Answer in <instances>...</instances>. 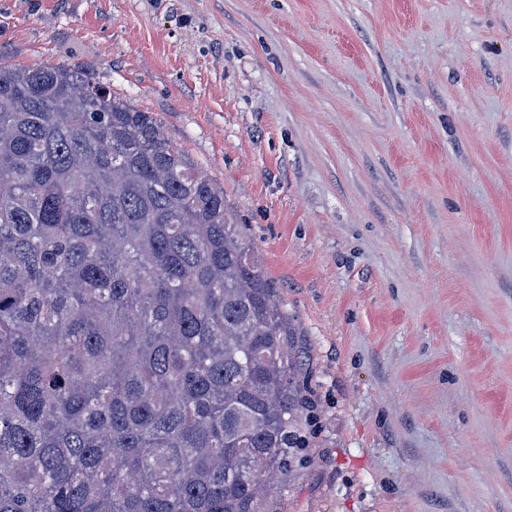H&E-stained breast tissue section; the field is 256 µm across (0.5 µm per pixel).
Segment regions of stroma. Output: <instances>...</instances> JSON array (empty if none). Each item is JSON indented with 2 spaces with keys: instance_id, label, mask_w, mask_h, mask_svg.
Here are the masks:
<instances>
[{
  "instance_id": "obj_1",
  "label": "stroma",
  "mask_w": 512,
  "mask_h": 512,
  "mask_svg": "<svg viewBox=\"0 0 512 512\" xmlns=\"http://www.w3.org/2000/svg\"><path fill=\"white\" fill-rule=\"evenodd\" d=\"M224 189L306 351L283 512H512V0H0Z\"/></svg>"
}]
</instances>
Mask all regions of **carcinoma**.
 I'll return each instance as SVG.
<instances>
[{
    "label": "carcinoma",
    "mask_w": 512,
    "mask_h": 512,
    "mask_svg": "<svg viewBox=\"0 0 512 512\" xmlns=\"http://www.w3.org/2000/svg\"><path fill=\"white\" fill-rule=\"evenodd\" d=\"M296 336L156 118L78 68L0 65V512H283Z\"/></svg>",
    "instance_id": "carcinoma-1"
}]
</instances>
